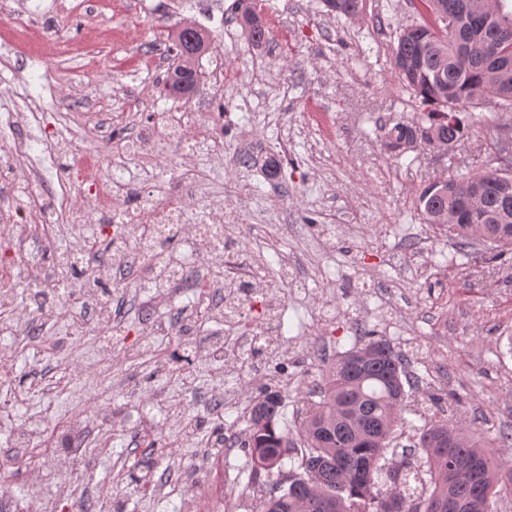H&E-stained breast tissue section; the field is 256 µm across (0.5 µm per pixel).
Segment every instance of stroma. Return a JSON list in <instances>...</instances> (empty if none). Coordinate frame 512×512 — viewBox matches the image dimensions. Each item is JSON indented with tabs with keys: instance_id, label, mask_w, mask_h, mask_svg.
<instances>
[{
	"instance_id": "1",
	"label": "stroma",
	"mask_w": 512,
	"mask_h": 512,
	"mask_svg": "<svg viewBox=\"0 0 512 512\" xmlns=\"http://www.w3.org/2000/svg\"><path fill=\"white\" fill-rule=\"evenodd\" d=\"M29 20L19 35L0 11V145L25 138L31 155L46 143L30 124L40 113L57 135L84 142L110 131L114 154L125 157L128 176L144 181L155 199L180 172H195L204 196L243 195L258 215L246 249L263 257L273 273L267 294L250 301L254 319L282 301V366L262 365L250 382L215 373L206 361L183 380L171 359L178 335L158 337L149 352L138 346L137 310L147 290L129 281L113 293L109 279L84 285L82 293L113 295L112 308L125 323V344L99 358V377H74L73 356L98 331L89 322L76 341L63 323L39 322V334L18 329L21 313L35 305L38 285L27 254L42 247V271L84 242L105 252L110 236L90 226L42 225L27 220L0 238V257L11 260L14 277L0 300V366L12 373L0 386L10 402L0 419V453L13 451V435L25 428L34 447L53 445L57 477L42 487V512H72L76 501L91 512H261L277 475L252 477L245 449L231 450L238 494L223 501L221 479L208 453L224 445L225 434L244 440L247 422L234 414L215 420L205 403L211 395L236 391L246 403L261 388L276 384L283 396L284 430L296 431L299 409L321 374L307 352L321 346L329 360L355 346L354 318L376 331L408 360L416 399L441 392L443 403L428 416L461 419L481 433L512 434V359L501 351L512 344V257L492 258L484 248L461 255L432 238L417 206L421 190L436 179L492 168L491 142H457L446 153L417 144L403 155L385 150L383 134L400 118L423 112L420 100L401 88L392 66L399 26L416 21L408 0H359L358 9L339 14L324 0H254L269 27L266 43H248L236 18L235 0H96L76 11L59 35L71 46L56 57L43 54L37 40L56 19V0H5ZM208 30L210 49L199 60V84L187 98L160 92L157 79L170 65L164 52L179 19ZM72 97L66 119H53L54 100ZM224 113L227 151L251 147L280 162L278 175L259 167H231L202 150L173 165L129 158V138L138 122L165 112L192 114L197 122ZM44 183L86 195L91 177L77 162L60 157L41 170ZM287 201L299 220L319 228L339 227L332 248L296 237L281 240L273 213ZM294 256L303 272L336 302V319L310 327L311 304L286 300L287 286L274 270L280 255ZM13 479L0 487V507L23 512L35 481L38 458L12 464Z\"/></svg>"
}]
</instances>
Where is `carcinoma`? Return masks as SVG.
I'll list each match as a JSON object with an SVG mask.
<instances>
[{
  "mask_svg": "<svg viewBox=\"0 0 512 512\" xmlns=\"http://www.w3.org/2000/svg\"><path fill=\"white\" fill-rule=\"evenodd\" d=\"M415 1L420 20L399 29L393 67L405 88L433 109L386 129L384 146L398 153L432 135L463 139L468 132L459 114L487 98L512 111V66L496 68L478 59L479 44L501 23L512 25V10L498 8L508 0H485L480 21L448 10V4L461 0H409ZM237 6L249 40L263 43L268 29L253 0H237ZM207 38L202 28L174 34L168 53L184 71L183 80L190 79L195 65L183 50L200 47ZM489 138L498 167L512 174V125L495 127ZM467 181L482 185V193L467 195L448 180L427 185L418 198L425 220L448 225V237L462 254L473 245V224L484 225L490 250L512 251V183L493 186L485 171L469 174ZM405 378L404 356L372 331L362 345L338 356L318 386L319 400L305 405L297 430L305 447L302 472H288V488L270 492L263 512H381L384 498L394 491L405 512H442L439 505L450 495L462 504L479 497V506L464 512H492L496 499L511 497L512 464L499 460L493 448L512 436L487 440L460 420L424 419L412 448L388 464L393 439L405 428ZM283 408L280 391L269 386L248 412L241 447L255 477L282 470L291 452L292 440L280 428Z\"/></svg>",
  "mask_w": 512,
  "mask_h": 512,
  "instance_id": "carcinoma-1",
  "label": "carcinoma"
}]
</instances>
